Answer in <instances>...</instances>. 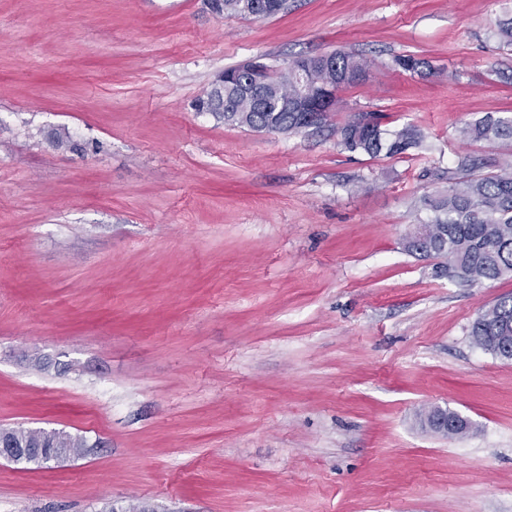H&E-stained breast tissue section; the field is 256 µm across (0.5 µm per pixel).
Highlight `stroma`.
<instances>
[{
  "label": "stroma",
  "instance_id": "obj_1",
  "mask_svg": "<svg viewBox=\"0 0 512 512\" xmlns=\"http://www.w3.org/2000/svg\"><path fill=\"white\" fill-rule=\"evenodd\" d=\"M512 0H0V428L83 437L0 460V512H512V361L465 286L408 252L457 127L512 111ZM345 49L369 63L327 126L195 108L225 68ZM434 74L395 70V55ZM422 158L342 151L350 116ZM469 419L431 434L422 409ZM512 308L510 309V320L507 324L500 311L494 308H488L481 313L477 319L472 323L470 329V336L473 343L484 351L492 354L490 344L498 336H510L512 340ZM10 435V436H9ZM20 448H14L11 440ZM30 449L35 453L55 451L48 455L31 456ZM64 448L69 456L79 457L84 453L87 443L82 437H74L63 431H47L35 429H9V434L0 430V458L16 465H26L32 462L42 465L56 463L66 458Z\"/></svg>",
  "mask_w": 512,
  "mask_h": 512
}]
</instances>
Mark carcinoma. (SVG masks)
<instances>
[{
  "mask_svg": "<svg viewBox=\"0 0 512 512\" xmlns=\"http://www.w3.org/2000/svg\"><path fill=\"white\" fill-rule=\"evenodd\" d=\"M222 2L227 15L252 16L253 0ZM308 60V83L318 89L337 91L355 86L358 81L354 76L367 72L366 60L352 51L332 52L326 64L320 55ZM393 64L411 74L427 67L425 60L413 54L398 55ZM295 65L296 60L292 59L280 68L264 64L258 70L246 65L230 67L224 70V84L213 85L199 97L198 105L228 124L258 132L292 134L320 127L327 113L320 112L308 122L301 113L281 104V91L294 86ZM369 117L364 123L355 115L333 129L342 150L373 158L403 155L410 150L423 154L424 136L416 126L405 124L390 130L379 116L371 113ZM457 132L460 140L469 144L512 142V117L488 113L463 123ZM484 167V159L476 155L457 157L455 166L448 169V189L421 199L429 216L419 219V223L435 230L433 256L445 259L448 276L467 286L512 274V159L502 160L491 172H481ZM470 336L477 347L490 353V344L497 337H512V321H504L497 308H489L472 323ZM9 435L18 447L35 453L65 448L70 456L79 457L87 447L84 438L63 431L11 429Z\"/></svg>",
  "mask_w": 512,
  "mask_h": 512,
  "instance_id": "carcinoma-1",
  "label": "carcinoma"
}]
</instances>
